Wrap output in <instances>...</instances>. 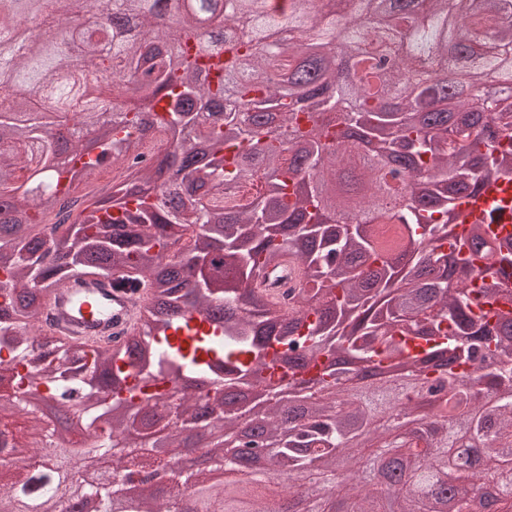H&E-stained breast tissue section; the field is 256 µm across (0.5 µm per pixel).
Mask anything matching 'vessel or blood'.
<instances>
[{
  "label": "vessel or blood",
  "mask_w": 512,
  "mask_h": 512,
  "mask_svg": "<svg viewBox=\"0 0 512 512\" xmlns=\"http://www.w3.org/2000/svg\"><path fill=\"white\" fill-rule=\"evenodd\" d=\"M457 212L461 224H480L488 235L512 237V181L486 183L477 195L463 197ZM302 280L299 266L287 255L279 270L258 283L257 289L268 300L282 305L288 291L300 287ZM144 299V291L113 288L111 276H76L51 293L43 316L59 336L91 340L110 335L118 340L126 335ZM188 321V327L170 329L172 339L186 340L192 328L201 333L221 331L222 321L215 310L205 315L189 314Z\"/></svg>",
  "instance_id": "obj_1"
}]
</instances>
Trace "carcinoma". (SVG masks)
I'll list each match as a JSON object with an SVG mask.
<instances>
[{"mask_svg":"<svg viewBox=\"0 0 512 512\" xmlns=\"http://www.w3.org/2000/svg\"><path fill=\"white\" fill-rule=\"evenodd\" d=\"M170 1L122 0L140 28L126 36L93 0H0V99L38 102L0 110V354L23 368L14 383L57 397L114 472L133 463L118 440L142 405L167 421L169 447L183 427L219 430L211 455L225 468L228 446L268 449L265 480L209 490L206 512H292L295 481L315 468L351 473L340 490L320 484L319 512H512V292L498 289L512 239L473 226L475 269L448 231L463 196L512 180V0H200L208 30L188 12L160 26ZM43 28L62 44L40 41ZM284 28L302 39L271 49ZM219 54L214 82L202 62ZM384 55L389 71L374 64ZM339 57L361 70L341 73ZM87 66L104 76L91 88ZM61 80L71 96L52 105ZM475 85L494 111L472 105ZM158 128L169 146L149 163ZM86 132L96 160L78 167ZM125 162L106 197L79 191ZM254 180L248 203L226 202ZM385 222L394 237L371 231ZM285 253L305 279L286 308L255 290ZM111 272L149 291L124 341L74 343L43 325L67 279ZM217 304L224 335L202 346L218 357L161 343L174 316ZM272 341L281 376L266 367ZM69 356L91 380L56 372ZM243 388L267 396L248 441ZM16 411L69 467L73 439L23 397L0 400ZM460 445L476 468L455 462ZM148 467L171 490L162 503L144 492L142 512H177L197 490L158 452ZM119 491L115 478L68 488L102 512Z\"/></svg>","mask_w":512,"mask_h":512,"instance_id":"carcinoma-1","label":"carcinoma"}]
</instances>
